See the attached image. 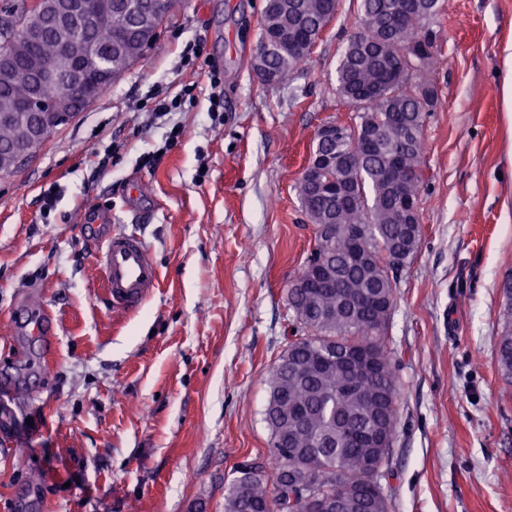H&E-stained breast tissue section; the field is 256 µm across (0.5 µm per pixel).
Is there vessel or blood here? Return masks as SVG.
I'll use <instances>...</instances> for the list:
<instances>
[{
  "label": "vessel or blood",
  "instance_id": "b4317fda",
  "mask_svg": "<svg viewBox=\"0 0 512 512\" xmlns=\"http://www.w3.org/2000/svg\"><path fill=\"white\" fill-rule=\"evenodd\" d=\"M101 243L100 263L105 274V294L114 308L132 310L139 307L159 286L160 274L142 239L133 233L113 229L112 213L90 209L84 215ZM20 324L39 338L44 358H52L50 326L42 312L20 314Z\"/></svg>",
  "mask_w": 512,
  "mask_h": 512
}]
</instances>
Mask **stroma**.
<instances>
[{
	"label": "stroma",
	"instance_id": "obj_1",
	"mask_svg": "<svg viewBox=\"0 0 512 512\" xmlns=\"http://www.w3.org/2000/svg\"><path fill=\"white\" fill-rule=\"evenodd\" d=\"M263 6L180 0L144 60L0 176V373L14 377L0 384V512H224L237 465L270 463L267 377L297 330L288 285L314 242L296 186L318 126L352 118L336 69L358 4L339 0L310 59L275 86L253 69ZM437 29L423 236L389 319L398 422L382 487L389 512H512V382L495 358L512 275V0H451ZM207 65L224 86L216 119ZM190 84L181 111L155 115L153 94ZM95 207L160 269L137 310L104 297L82 231ZM29 304L55 322L51 364L16 321Z\"/></svg>",
	"mask_w": 512,
	"mask_h": 512
}]
</instances>
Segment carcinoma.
Wrapping results in <instances>:
<instances>
[{
  "label": "carcinoma",
  "mask_w": 512,
  "mask_h": 512,
  "mask_svg": "<svg viewBox=\"0 0 512 512\" xmlns=\"http://www.w3.org/2000/svg\"><path fill=\"white\" fill-rule=\"evenodd\" d=\"M91 23L81 34L83 74L100 81L108 62L122 75L157 44L161 22L151 0H83ZM337 0H265L257 48L266 66L284 81L312 54L311 47L336 15ZM18 0L0 18V43L14 36V24L29 16ZM441 0H359L356 26L337 68L338 92L355 112V125L315 140L312 154L333 165L327 181L350 190L333 201L298 182L305 214L315 224L314 245L302 268L325 265L336 286L320 291L288 289V304L306 333L289 340L268 373L273 474L257 462L235 469L224 512H317L284 493L307 490L322 497L345 496L350 512H388L379 480L388 469L397 423L398 386L386 347L397 274L416 255L422 225L399 224L393 211L397 191L387 172L399 165L413 173L405 192L420 198L425 121L437 105L431 71L442 56L434 28ZM57 33L47 29L30 45L17 44L13 75L0 81V106L38 91L36 67L53 58ZM23 126L0 122V152L10 148ZM363 255L355 258L352 239ZM503 326L496 360L512 379V278L502 285ZM371 353L370 372L359 373L350 358ZM382 433L387 447H371Z\"/></svg>",
  "instance_id": "carcinoma-1"
}]
</instances>
